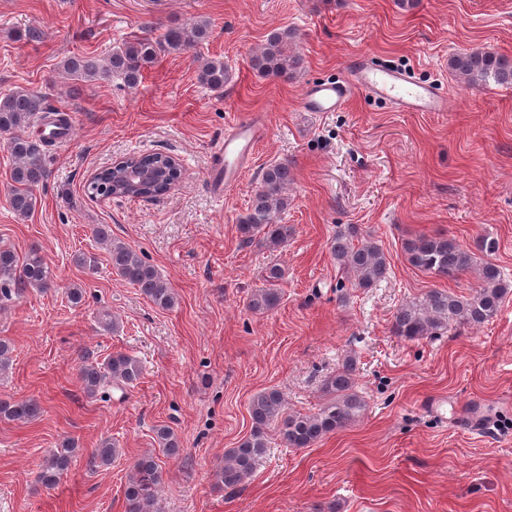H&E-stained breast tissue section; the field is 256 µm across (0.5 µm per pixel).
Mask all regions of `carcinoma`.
I'll return each mask as SVG.
<instances>
[{"instance_id": "1", "label": "carcinoma", "mask_w": 512, "mask_h": 512, "mask_svg": "<svg viewBox=\"0 0 512 512\" xmlns=\"http://www.w3.org/2000/svg\"><path fill=\"white\" fill-rule=\"evenodd\" d=\"M209 23L197 20L185 25H169L155 37H135L97 58L72 55L58 66L61 75L71 81L120 76L131 89L138 86L145 69L162 56L188 51L209 38ZM293 33L275 31L251 56L254 70L263 76L291 78L297 73L299 59L292 51ZM448 67L457 76L473 84L493 81L512 84V59L488 52L459 53L448 61ZM199 81L212 90H221L230 79L229 69L219 59H203L198 67ZM46 96L18 89L0 96V133L9 134L7 148L13 167L9 204L22 220L34 212L37 199L34 191L49 177L44 148L52 145L60 131L70 127L69 119L59 117L51 121L53 129L34 140L26 134L35 122H43L51 114ZM182 169L171 164L160 153L130 155L101 168L85 185V193L92 199H143L166 194L181 179ZM291 169L285 163L266 168L259 187L250 200L247 212L239 216L237 229L246 243L258 242L277 248L293 234V227L280 224L278 219L288 210V184ZM99 245L105 247L112 272L140 289L156 307L169 310L176 304L173 288L153 265L147 263L136 249L112 240L109 228L103 224L93 229ZM329 252L339 269L354 288H371L384 280L390 263L377 242L354 224L336 231L328 243ZM497 249L494 239L479 243L483 256L462 248L444 236L420 235L405 245L407 261L414 268L439 277L455 278L475 272L478 287L468 296L433 289L420 298L402 304L393 315L391 330L398 337L419 340L439 336L453 325L480 326L493 320L502 307L505 296L512 290L500 269L489 260ZM283 273L279 266L269 265L263 275L264 285L255 289L247 303L257 314L266 313L283 299L279 287ZM57 286V275L33 246L24 257H18L8 248H0V300L20 297L29 290L47 291ZM80 379L85 394L90 398L108 401L115 390L133 386L142 375L140 362L129 355L116 353L100 363L87 353ZM354 361L346 360L336 373L327 377L323 392L329 400L311 414L289 413L281 392L265 389L254 395L249 403L252 429L237 447L224 454V466L217 480L227 489H235L249 479L268 451L267 429L275 427L280 443L285 448H309L325 436L355 422L366 410L367 402L356 388ZM43 411L41 403L33 398L14 400L0 398V421L29 423ZM159 449L164 455L178 450V442L167 425L154 429ZM76 444L66 440L62 447L44 459L38 481L47 489L54 488L67 473ZM119 454V449L107 440L100 443L91 455V463L104 465ZM162 466L158 455L139 456L133 465L124 490L125 512H154Z\"/></svg>"}]
</instances>
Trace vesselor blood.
Returning <instances> with one entry per match:
<instances>
[{"label": "vessel or blood", "mask_w": 512, "mask_h": 512, "mask_svg": "<svg viewBox=\"0 0 512 512\" xmlns=\"http://www.w3.org/2000/svg\"><path fill=\"white\" fill-rule=\"evenodd\" d=\"M349 69L352 82L308 84L302 99L305 109L310 112L340 110L355 87L389 101L402 112H444L448 109V99L436 84L413 81L406 73L369 62L363 56L351 59ZM264 135V126L255 117L238 118L229 125L217 147L224 161L218 170V189L227 190L238 184Z\"/></svg>", "instance_id": "vessel-or-blood-1"}]
</instances>
